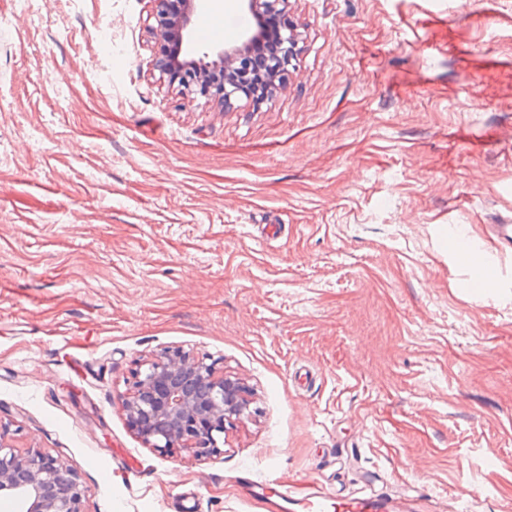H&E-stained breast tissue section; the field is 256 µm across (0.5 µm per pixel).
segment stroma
<instances>
[{
  "mask_svg": "<svg viewBox=\"0 0 512 512\" xmlns=\"http://www.w3.org/2000/svg\"><path fill=\"white\" fill-rule=\"evenodd\" d=\"M149 10L0 0L9 444L68 463L84 512H266L243 478L369 474L425 512H512V248L489 239L512 224V0H288L295 71L227 106L159 81ZM168 347L248 387L221 454L127 423Z\"/></svg>",
  "mask_w": 512,
  "mask_h": 512,
  "instance_id": "35a3bbf8",
  "label": "stroma"
}]
</instances>
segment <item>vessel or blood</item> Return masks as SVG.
Masks as SVG:
<instances>
[{
	"label": "vessel or blood",
	"instance_id": "obj_1",
	"mask_svg": "<svg viewBox=\"0 0 512 512\" xmlns=\"http://www.w3.org/2000/svg\"><path fill=\"white\" fill-rule=\"evenodd\" d=\"M253 499L264 503L268 512H393L394 506L375 485L355 493H338L319 484L306 492L267 479L248 483Z\"/></svg>",
	"mask_w": 512,
	"mask_h": 512
}]
</instances>
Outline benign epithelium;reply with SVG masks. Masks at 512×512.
Instances as JSON below:
<instances>
[{
	"label": "benign epithelium",
	"mask_w": 512,
	"mask_h": 512,
	"mask_svg": "<svg viewBox=\"0 0 512 512\" xmlns=\"http://www.w3.org/2000/svg\"><path fill=\"white\" fill-rule=\"evenodd\" d=\"M257 20L271 12H285L288 0H244ZM149 33L154 42L151 69L159 77L178 68L190 70L178 84V98L193 102L199 97L231 103L238 94L250 95L248 83L240 80L235 63L240 46L252 35L239 37V44H219L198 59L182 64L174 50L191 40L196 0H183L179 11L170 0H149ZM298 34L285 22L280 47L269 59L267 72L257 75L256 85L273 98L277 83L288 78L289 66L298 55ZM132 431L142 443L159 452L187 451L197 460L219 452L226 424L241 418L249 408L245 387L238 378L216 371L213 364L180 348H166L142 359L134 380L121 398ZM0 497L10 498L21 512H83L85 486L77 472L61 459L38 449L23 454L0 434Z\"/></svg>",
	"instance_id": "1"
}]
</instances>
